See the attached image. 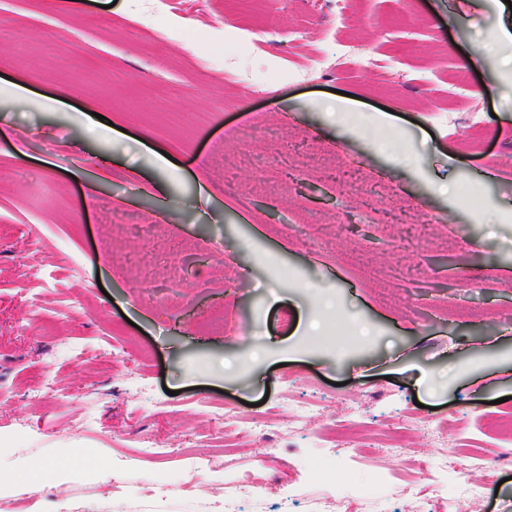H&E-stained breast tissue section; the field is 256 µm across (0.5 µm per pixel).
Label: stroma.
I'll list each match as a JSON object with an SVG mask.
<instances>
[{
	"label": "stroma",
	"mask_w": 512,
	"mask_h": 512,
	"mask_svg": "<svg viewBox=\"0 0 512 512\" xmlns=\"http://www.w3.org/2000/svg\"><path fill=\"white\" fill-rule=\"evenodd\" d=\"M154 2L0 0V79L32 91L0 97V464L81 449L66 512H205L251 483L264 512L365 492L411 512L412 483L448 512L444 475L483 512H512V464L497 488L458 466L474 446L497 460L512 418V8L169 0L182 35L164 41ZM349 43L372 65L344 59ZM61 88L68 108L47 110ZM173 88L190 127L164 121ZM341 91L359 110L343 126L327 112ZM99 115L113 131L89 133ZM255 117L242 163L224 131ZM45 367L67 402L27 399ZM302 398L321 404L300 433ZM212 404L272 417L277 461L254 436L225 447ZM414 408L433 426L390 451L384 430ZM354 410L360 448L313 440ZM146 436L168 459L141 455Z\"/></svg>",
	"instance_id": "obj_1"
}]
</instances>
